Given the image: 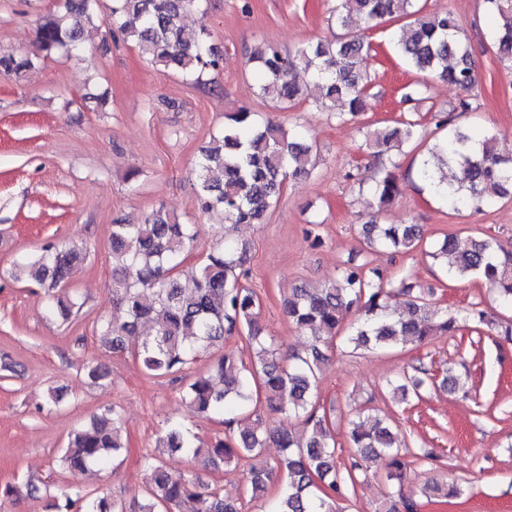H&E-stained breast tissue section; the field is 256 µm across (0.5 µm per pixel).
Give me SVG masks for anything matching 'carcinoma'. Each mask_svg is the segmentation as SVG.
I'll return each instance as SVG.
<instances>
[{
	"label": "carcinoma",
	"instance_id": "obj_1",
	"mask_svg": "<svg viewBox=\"0 0 512 512\" xmlns=\"http://www.w3.org/2000/svg\"><path fill=\"white\" fill-rule=\"evenodd\" d=\"M200 2L112 0L103 19L105 33L121 35L155 65L198 84L219 68L209 33H185L184 16ZM484 3L493 20L489 33L495 54L500 61L512 63V0ZM98 9L99 0H59L58 10L44 16L37 27L34 52L0 53V75L19 76L40 58L58 51L79 52L84 24ZM331 15L340 29L355 22L369 26L383 19L401 21L397 46L410 64L462 90L474 83L470 52L449 10L427 12L419 0H336ZM370 51V44L348 33L294 53L266 44L253 55L260 95L280 103L300 98L303 86L297 74L301 71L319 89L320 108L330 110L339 102L356 117L365 110L368 79L362 62ZM470 109V102L461 98L448 112L435 115L436 126H449L454 113ZM416 135V123L410 119L366 132V148L378 157L388 155V163L369 179L359 171L348 173L347 178L368 186L379 212L402 192L394 169L399 167L403 148L413 144ZM430 151L443 169L436 172L425 160L419 176L435 187L451 209L480 211L493 201L512 198V155L497 151L494 133L455 130ZM313 169V146L300 131L289 132L271 121L261 123L252 112H234L196 161L197 209L204 215L218 214L230 224H256L278 201L286 181L307 177ZM198 235V225L180 222L161 206L136 224L113 225V313L112 319H103L96 327L102 344L115 352L125 351L129 339H138L133 355L143 371L157 378L189 369L210 347L228 338L245 339L248 358L226 352L186 386L185 400L194 413L224 417V436L206 441L187 422L169 418L155 440V452L143 456L145 494L135 506L128 508L104 495L87 501L77 493L66 499L65 509L241 512L240 504L219 490H204L193 478L170 472L161 459L165 450L242 470L253 498L266 493L268 482H284L269 512H339L336 500L368 478L372 463L382 466L390 484L401 485L409 469L407 453L384 418L357 414L348 420L354 453L349 462L338 461L333 422L316 394L327 352L339 337L355 350L417 348L456 332L462 322L488 326L492 321L487 313L474 308L459 319L384 268L366 263L348 266L337 278L317 288H299L283 300L284 315L309 342L305 353L284 355L259 323L262 301L249 285V244L216 243L199 262L191 283L180 282V268L191 256ZM361 235L372 252L405 254L423 247L415 224L372 221L362 225ZM429 256L441 260L451 275L478 276L512 305V250L490 238L473 240L462 248L455 236L447 235ZM84 258L77 247L47 245L37 255L17 262L13 276L46 288L49 313L67 321L75 303L60 288ZM394 293L406 303L405 313L396 318L387 305ZM420 373L434 385L455 381L448 371L438 381L418 368L394 391L405 400L418 395L423 384ZM262 406L288 422H298V427H263L257 418ZM271 443L281 448L273 460L264 455ZM125 448L120 422L107 410L93 416L90 425L70 433L57 465L70 474H81L96 465L106 466ZM424 493L430 499L448 498L456 488L432 482L425 485ZM417 507L416 500L401 496L386 499L378 512H415Z\"/></svg>",
	"mask_w": 512,
	"mask_h": 512
}]
</instances>
